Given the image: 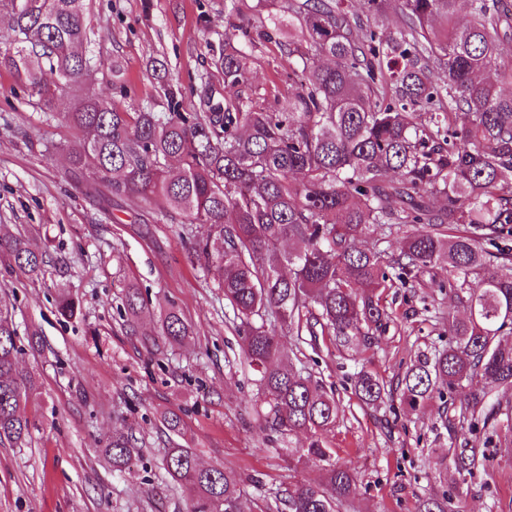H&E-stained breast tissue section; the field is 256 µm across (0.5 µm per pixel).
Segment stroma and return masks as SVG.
I'll return each instance as SVG.
<instances>
[{
  "instance_id": "obj_1",
  "label": "stroma",
  "mask_w": 512,
  "mask_h": 512,
  "mask_svg": "<svg viewBox=\"0 0 512 512\" xmlns=\"http://www.w3.org/2000/svg\"><path fill=\"white\" fill-rule=\"evenodd\" d=\"M225 0H91L86 49L96 68L92 92L129 112L167 109L168 86L183 109L209 93L224 96L215 62L224 49ZM288 67L276 45L252 52L250 90H273ZM62 96L46 119L29 88L0 70V235L25 233L48 252L39 275L0 255V309L11 313L20 342L37 336L18 368L39 393L24 412L33 423L22 448L0 445V512H190L183 487L166 473L169 448L194 449L198 462L232 471L243 512H288L278 490L317 479L314 462L287 446L304 434L267 428L254 375L241 349L224 293L188 258L183 230L157 219V205L108 197L78 182L67 163L80 138L62 120ZM427 268L416 288H395L391 319L367 343L344 350L326 335L284 337L287 350L333 391L342 412L327 435L338 465L357 476L342 512H417L420 500L449 493L453 512H512V432L499 429L484 469L456 479L440 458L453 444L480 448L482 429L444 427L438 404L408 411L399 382L411 360L441 347L448 316L461 307L432 288ZM135 285L149 299L137 330L123 317L122 293ZM81 303L71 319L55 299ZM175 309L193 334L180 345L153 346L161 311ZM367 367L390 395L371 407L355 395L354 375ZM181 418L179 432L164 422ZM132 433L138 448L116 471L104 453L113 430Z\"/></svg>"
}]
</instances>
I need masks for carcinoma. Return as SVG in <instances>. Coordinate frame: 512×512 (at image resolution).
I'll use <instances>...</instances> for the list:
<instances>
[{
    "instance_id": "cac0c4a2",
    "label": "carcinoma",
    "mask_w": 512,
    "mask_h": 512,
    "mask_svg": "<svg viewBox=\"0 0 512 512\" xmlns=\"http://www.w3.org/2000/svg\"><path fill=\"white\" fill-rule=\"evenodd\" d=\"M242 0H226L224 111L182 112L168 90L166 112H126L84 92L95 71L79 51L87 41L89 0H0L12 19L0 70L37 94L44 113L72 94L64 114L82 134L69 154L71 171L111 197L161 198L185 226L189 261L214 275L239 320L238 335L257 376L270 429L308 435L288 449L314 460L320 478L288 488V512H339L357 483L336 465L324 435L341 413L333 392L287 359L281 336L321 331L342 346L381 330L390 315L383 293L440 267L464 309L448 317V345L407 366L401 397L417 410L440 401L442 414L497 432L501 401L487 387L512 390V58L498 53L512 31L503 0H366L361 17L342 0H257L258 25L241 20ZM401 25L386 37L389 4ZM288 34V108L267 93L244 94L249 51L281 45ZM444 80L433 77L435 69ZM56 75L51 87L44 70ZM206 235L193 234V225ZM421 226L413 232L411 226ZM402 234L397 254L381 240ZM288 240L293 248L280 250ZM0 251L35 274L45 254L22 236L0 237ZM60 315L79 301L64 292ZM146 303L127 289L129 326ZM168 345L191 335L174 310L160 314ZM12 317L0 311V445L28 444L32 424L21 407L37 395L34 378L18 371L23 348ZM468 390L460 401L457 388ZM355 394L366 405L388 395L375 374L359 372ZM135 440L115 430L105 452L112 468L130 463ZM485 449L448 448L461 478L485 467ZM165 470L193 500L192 512H240L241 490L225 470L198 466L191 448L169 450ZM418 512H452L448 496L420 501Z\"/></svg>"
}]
</instances>
